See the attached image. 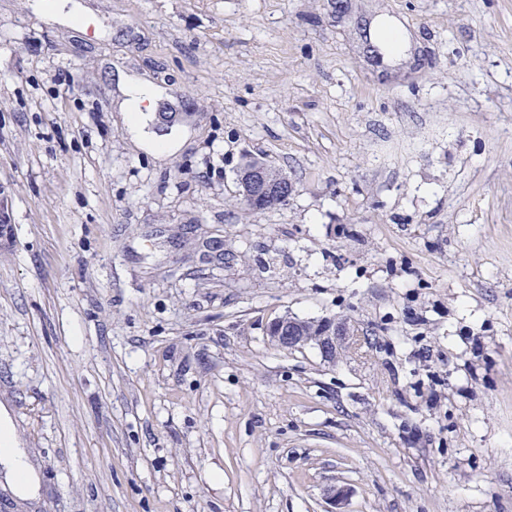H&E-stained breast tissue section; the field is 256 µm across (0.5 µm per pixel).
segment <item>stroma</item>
Masks as SVG:
<instances>
[{
  "label": "stroma",
  "instance_id": "stroma-1",
  "mask_svg": "<svg viewBox=\"0 0 512 512\" xmlns=\"http://www.w3.org/2000/svg\"><path fill=\"white\" fill-rule=\"evenodd\" d=\"M49 2L0 0V512H512V0ZM256 159L252 156L244 157L238 171L245 170ZM238 174L241 175L240 179L243 185V200L253 210L269 205L285 204L294 192V186L287 176L272 180L264 164L257 163ZM310 328L309 335L301 322L290 317L278 318L269 326V334L277 345L285 349H293L307 342L308 337L313 336L320 346L323 356L331 359L336 356V337L346 336L347 329L343 325H336L330 318L320 321V329L316 336V325L319 321H304ZM313 338L310 342L314 341ZM5 426L4 448H0V467L6 477L13 481L14 490L18 494L33 496L39 486V479L30 474L24 452L16 448L13 441V424L7 412L0 410V425ZM10 429V433L8 432Z\"/></svg>",
  "mask_w": 512,
  "mask_h": 512
}]
</instances>
